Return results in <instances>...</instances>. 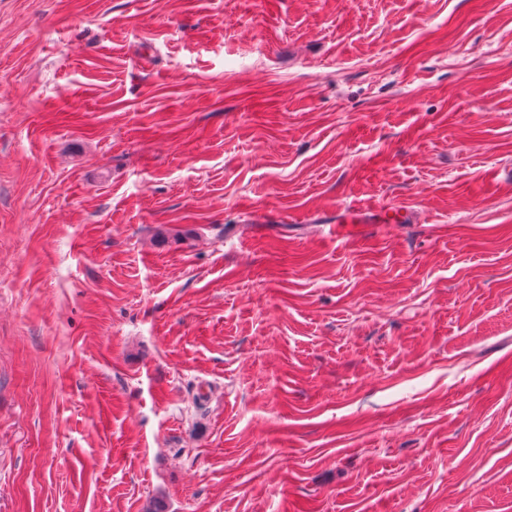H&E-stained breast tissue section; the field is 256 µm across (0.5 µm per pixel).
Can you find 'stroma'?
I'll list each match as a JSON object with an SVG mask.
<instances>
[{
  "label": "stroma",
  "instance_id": "obj_1",
  "mask_svg": "<svg viewBox=\"0 0 512 512\" xmlns=\"http://www.w3.org/2000/svg\"><path fill=\"white\" fill-rule=\"evenodd\" d=\"M157 505L512 512V0H0V512ZM347 213L336 219V226L332 227V233L336 238L355 239L359 233L358 224H405L413 215L405 208H393L391 212L374 208H358L348 206Z\"/></svg>",
  "mask_w": 512,
  "mask_h": 512
}]
</instances>
